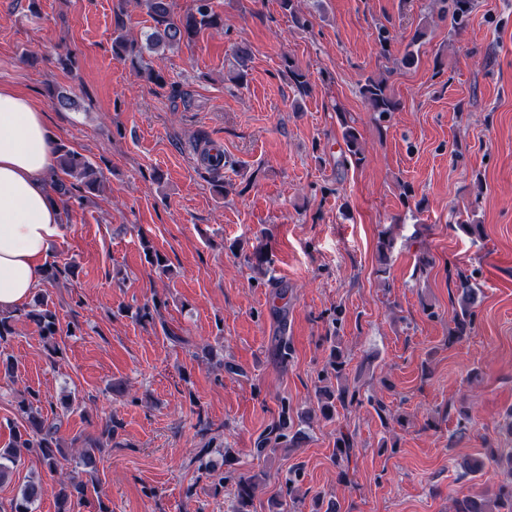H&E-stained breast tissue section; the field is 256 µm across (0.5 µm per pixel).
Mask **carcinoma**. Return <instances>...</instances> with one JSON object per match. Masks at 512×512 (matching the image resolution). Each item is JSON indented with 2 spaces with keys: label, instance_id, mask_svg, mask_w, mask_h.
<instances>
[{
  "label": "carcinoma",
  "instance_id": "obj_1",
  "mask_svg": "<svg viewBox=\"0 0 512 512\" xmlns=\"http://www.w3.org/2000/svg\"><path fill=\"white\" fill-rule=\"evenodd\" d=\"M136 5L146 11L154 23L153 32L146 36L145 44H140L128 38L124 33V11L116 15L118 35L113 38L112 50L120 56H129L138 66L140 76L150 83L163 85L164 78L144 59L143 53H152L164 46L174 47L183 41L191 40L204 28L222 26V18L215 13L211 0H194L193 7L184 17H179L171 11L170 0H134ZM443 8L438 17L441 20L450 19L451 30L460 31L474 8V0H441ZM281 8L288 12L293 22L299 27H306L308 20L302 14L299 0H280ZM361 95L369 111L376 114L381 122L387 120L391 113L399 109L397 100L388 86L384 76H370L361 86ZM342 139L345 150L341 165L359 166L364 160V149L361 135L354 122L341 119ZM57 166L74 182L65 184L60 181L55 185L57 193L62 197L82 202L85 194L95 191L104 180L101 171L94 168L82 154L70 151L60 146L56 148ZM457 305L448 329V342L457 343L469 336L475 327L480 288L474 282L473 274L460 272L457 274ZM53 300L50 292L45 290L38 294L30 309L22 311H0V345L8 343L15 334V324L20 317L33 321L41 338L49 342V351L57 353L59 345L55 341L60 328L56 311L52 310ZM331 352L327 364L320 377L322 384L316 386L315 395L320 414L323 419L331 420L337 414L338 408H347L356 398V391L350 390L346 383L344 350L336 342V337H329ZM336 379V388L324 384L328 378ZM18 415L22 425L14 428L11 441L6 448H0V478L8 475L11 466L17 463L20 449L33 450L42 466L50 473H55L61 466V461L67 460L64 444L60 436L61 424L51 420L42 413L41 399L37 392L30 390L28 396L18 402ZM304 432L294 429V421L290 406L284 402L280 406L278 421L271 427L268 434L258 441L256 453L262 455L270 448L298 446ZM70 447L79 448L80 470H73L60 481L58 487L52 489L58 508L57 512H70L68 506L72 499L87 498L89 481L83 479L87 469L96 466V451L100 448L99 439L92 436L78 435L71 439ZM354 450L352 439L342 434L336 438L334 463L340 464L349 460ZM495 466L512 478V448L498 454L492 453L486 459L466 458L461 462V468L468 474L484 471L486 466ZM230 482L235 485L234 512H251L255 497L258 476L255 474L228 471L218 478V484ZM47 491L42 482L31 481L22 489L20 496L5 505L0 502V512H33V506ZM451 512H512V483L501 485L498 489L485 495H471L453 502Z\"/></svg>",
  "mask_w": 512,
  "mask_h": 512
}]
</instances>
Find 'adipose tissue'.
I'll use <instances>...</instances> for the list:
<instances>
[{"label":"adipose tissue","mask_w":512,"mask_h":512,"mask_svg":"<svg viewBox=\"0 0 512 512\" xmlns=\"http://www.w3.org/2000/svg\"><path fill=\"white\" fill-rule=\"evenodd\" d=\"M54 144L32 99L0 87V310L21 308L34 295L60 232Z\"/></svg>","instance_id":"obj_1"}]
</instances>
